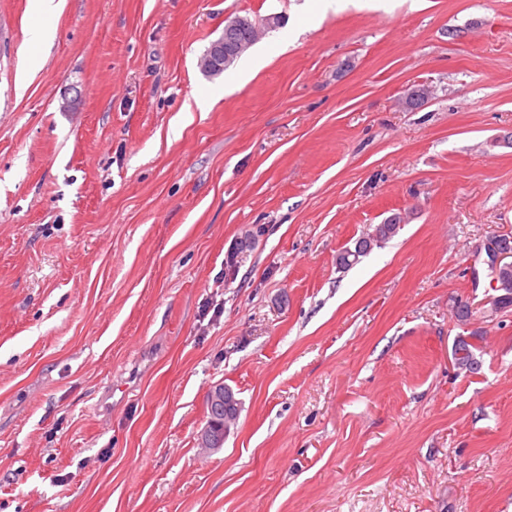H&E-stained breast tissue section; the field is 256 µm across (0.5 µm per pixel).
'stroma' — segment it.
I'll list each match as a JSON object with an SVG mask.
<instances>
[{"label":"stroma","instance_id":"obj_1","mask_svg":"<svg viewBox=\"0 0 512 512\" xmlns=\"http://www.w3.org/2000/svg\"><path fill=\"white\" fill-rule=\"evenodd\" d=\"M269 14L268 65L203 75ZM37 24L0 0V512H512L484 249L512 0H66L47 50ZM218 384L242 410L209 452ZM396 218L397 219L391 223L378 224L376 227V229L378 230L377 236H376V230L371 235H369L370 237L376 236V238L366 239V238L361 237L355 242L354 247L350 248V249L358 252L357 259L352 260V261L346 260V257L343 254V252L345 250L340 251L336 256L337 266H339L342 269L351 267L352 265L356 264L360 260L361 257L370 253L373 250L374 246L380 247V245H382L383 243H385L386 241H388L389 239L394 237L398 233V230L400 227L399 224L401 223L400 216H396Z\"/></svg>","mask_w":512,"mask_h":512}]
</instances>
